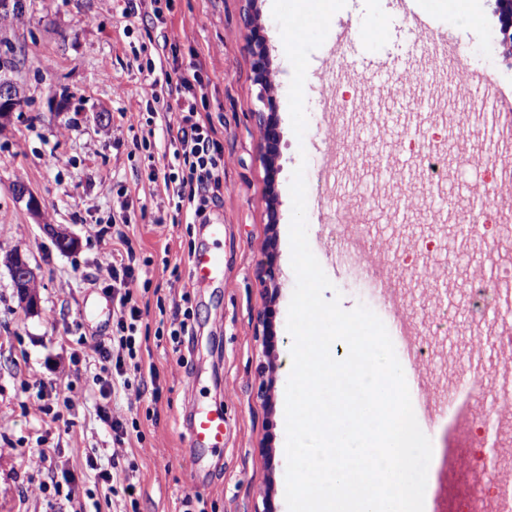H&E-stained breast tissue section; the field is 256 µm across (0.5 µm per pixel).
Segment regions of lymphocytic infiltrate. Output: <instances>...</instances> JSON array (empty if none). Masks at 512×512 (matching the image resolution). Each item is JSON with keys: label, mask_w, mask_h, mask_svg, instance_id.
<instances>
[{"label": "lymphocytic infiltrate", "mask_w": 512, "mask_h": 512, "mask_svg": "<svg viewBox=\"0 0 512 512\" xmlns=\"http://www.w3.org/2000/svg\"><path fill=\"white\" fill-rule=\"evenodd\" d=\"M162 0H127L124 17L141 16L142 20L162 28V41L155 46L156 56L146 63L152 79L141 99L147 113V124H160L169 138L171 152L163 168H151L148 180L175 210L193 213L206 220L211 204L224 197V147L210 117L201 112L209 101L210 80L203 74L200 63H184L180 56L187 32H166L167 18ZM119 208L111 221L119 229L97 233L102 247L96 268L99 275L108 277L112 298V315L116 331L110 342L99 341L93 346L100 371L94 377L101 398H109L112 390L122 388L128 403L134 404L143 396L141 365L125 370V360L134 354L135 334L142 319L135 292L139 286L136 272V251L132 239L121 231L127 223L131 206L125 189H118Z\"/></svg>", "instance_id": "f902f5d3"}]
</instances>
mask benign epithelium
Here are the masks:
<instances>
[{"label":"benign epithelium","mask_w":512,"mask_h":512,"mask_svg":"<svg viewBox=\"0 0 512 512\" xmlns=\"http://www.w3.org/2000/svg\"><path fill=\"white\" fill-rule=\"evenodd\" d=\"M245 2V19L249 34L244 44V51L252 59L254 81L263 89L259 97L261 108L255 112V117L261 132L260 159L265 172L267 191L272 194L276 192L277 179L281 172L279 164L281 133L277 119V98L265 92L270 57L264 28L257 23L256 0H245ZM496 4L501 24L500 32L504 35V39L509 40L512 38V0H496ZM7 265L10 268L13 286L20 299L28 309H36L37 276L27 257L20 252H15L8 257ZM257 278L267 298L271 301L275 300L280 291L275 250L269 249L265 253V259L257 269Z\"/></svg>","instance_id":"benign-epithelium-1"}]
</instances>
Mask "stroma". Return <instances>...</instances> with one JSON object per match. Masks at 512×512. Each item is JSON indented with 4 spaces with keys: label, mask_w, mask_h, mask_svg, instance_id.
<instances>
[{
    "label": "stroma",
    "mask_w": 512,
    "mask_h": 512,
    "mask_svg": "<svg viewBox=\"0 0 512 512\" xmlns=\"http://www.w3.org/2000/svg\"><path fill=\"white\" fill-rule=\"evenodd\" d=\"M435 16L449 44L465 50L467 65L490 72L501 83L512 82V48L501 43L494 0H466L478 21L461 26L455 6ZM21 19L0 11V55L12 58L6 78L26 98L24 109L0 118V512H181L191 481H198L202 512H260L271 498L276 512H288L285 501V388L292 369L293 339L286 329L295 287L291 266L289 186L298 165H305L308 194L322 193V214L308 213L310 248L333 287L325 298L340 296L350 310L365 304L375 313L383 308L368 289L342 269L328 265L342 230L334 216L344 203L359 202L372 214L386 207L381 192L389 175L409 182L415 172L413 154L421 150L418 133L435 112L449 107L468 113L482 126L486 161L497 152L498 132L481 106L474 88L440 89L428 78L427 89L409 100L402 92L406 72L420 53L413 29L389 0H347L333 25L355 20L359 28L381 23L391 28L389 52L399 67L382 76L383 114L373 119L361 112L343 126L322 118L327 97L343 99L351 84L331 86L321 75L327 46L309 56L305 81L308 128L296 137L291 128L288 89L293 70L286 57L273 0H257L258 20L265 29L271 58V91L278 101L282 132L278 178L279 224L267 228L268 195L259 160L260 132L254 113L261 92L255 84L252 60L243 50L248 30L243 0H172L173 27H185L210 78L209 111L224 140V202L208 212V222L223 227L219 241L209 242L205 226L193 215L175 214L163 204L147 180L150 165H162V130H149L138 102L149 82L138 69V58L154 51L158 32L140 19L122 15L125 0H22ZM152 136L153 150L142 146ZM354 140L366 152L357 164L339 155L326 184L315 173L321 154L335 142ZM25 183L40 203L32 211L17 199L16 183ZM126 187L135 251L145 289L138 292L143 311L137 341L142 362L154 365L159 378L141 402L127 406L123 396L111 409L126 420L124 447L112 446V432L97 414L99 393L93 344L111 338V312H100L110 299L95 279L100 250L96 233L116 207L113 190ZM424 206L432 223L447 207L442 190L430 188L414 198L402 195L396 223L367 225L378 246L371 265L402 264L413 269L406 281L405 305L428 319L437 318L453 303L463 333L452 336L447 326L427 336L430 356L421 365L422 379L444 387L449 372L479 374L491 389L502 385L508 358L483 334L485 322L512 316L504 294L491 289L487 307L470 317L464 296L447 294L448 263L486 276L479 252L457 242L456 256L447 248L424 261L415 247L420 225L410 223L414 208ZM163 226H156V219ZM54 224L77 240L69 253L59 252L44 227ZM274 242L281 289L268 303L257 278L267 242ZM213 246L223 255L218 272L203 284L191 281L190 256ZM22 252L37 275V310L21 303L6 258ZM180 275L187 290L169 287ZM272 306L275 343L265 347L258 334V314ZM187 309L193 331L173 343L159 334L161 312ZM84 392L65 422H52L38 409L39 386H55L65 396V382ZM224 407L223 450L200 456L186 446V422L198 404ZM58 449L55 468L38 459L41 447ZM96 467H89V460ZM109 470L112 483L97 480L96 468ZM72 478V495L43 492L40 482ZM138 482L136 497L123 492Z\"/></svg>",
    "instance_id": "obj_1"
}]
</instances>
